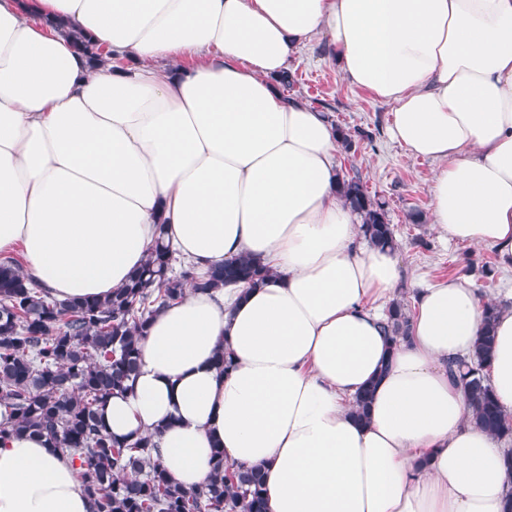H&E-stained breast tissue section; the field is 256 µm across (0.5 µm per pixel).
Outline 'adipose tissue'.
I'll return each instance as SVG.
<instances>
[{"mask_svg":"<svg viewBox=\"0 0 512 512\" xmlns=\"http://www.w3.org/2000/svg\"><path fill=\"white\" fill-rule=\"evenodd\" d=\"M313 39L389 105L394 141L436 161L433 227L512 265V0H0V254L58 300L124 287L159 235L201 272L238 255L271 270L246 291L185 288L104 408L182 487L220 448L261 468L267 512H503L505 452L447 368L473 352L484 300L430 284L389 344L378 303L398 254L365 244L337 196L325 113L276 85ZM490 375L512 415V311ZM0 512L93 502L69 458L23 435L0 443Z\"/></svg>","mask_w":512,"mask_h":512,"instance_id":"ef3b65f1","label":"adipose tissue"}]
</instances>
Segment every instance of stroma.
Listing matches in <instances>:
<instances>
[{"label":"stroma","instance_id":"1","mask_svg":"<svg viewBox=\"0 0 512 512\" xmlns=\"http://www.w3.org/2000/svg\"><path fill=\"white\" fill-rule=\"evenodd\" d=\"M288 73L292 83L284 87L285 95L326 112L331 123L356 138L351 151L337 152V168L359 175L368 192L387 205L404 270L398 298L412 304L422 286L460 278L482 298L512 309V268L496 264L486 278L468 269L469 261L495 260V248L451 242L434 230L428 187L436 164L410 157L389 138V106L368 91L349 85L322 40L303 45L290 62Z\"/></svg>","mask_w":512,"mask_h":512}]
</instances>
